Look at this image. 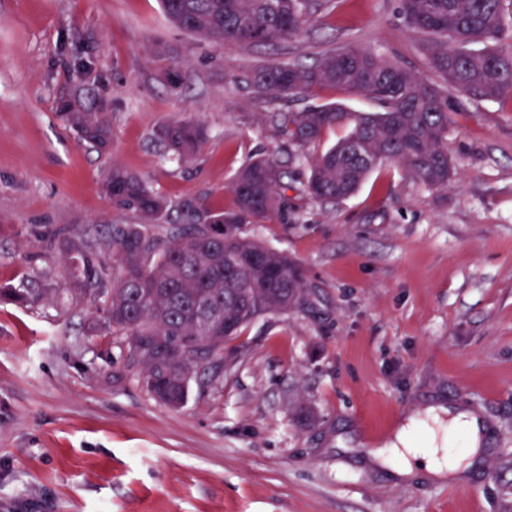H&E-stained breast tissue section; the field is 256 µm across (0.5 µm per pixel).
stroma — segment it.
<instances>
[{
  "mask_svg": "<svg viewBox=\"0 0 512 512\" xmlns=\"http://www.w3.org/2000/svg\"><path fill=\"white\" fill-rule=\"evenodd\" d=\"M349 44L441 84L399 0H312L303 32L274 46L214 43L171 25L160 0H0V288H51L65 305L0 301V512H507L512 498V100L448 95L447 189L395 165L348 199L305 189L309 161L284 113L339 102L334 88L255 97L242 76L309 65ZM184 71L172 93L163 71ZM103 104L101 155L57 115L75 88ZM197 118L207 139L179 163L155 140ZM288 162V218L249 235L304 268L305 304L226 345L219 384L183 408L157 403L121 337L67 297L62 228L96 237L135 223L101 184L113 165L172 204L232 208L251 156ZM442 404L476 415L482 444L460 472L397 476L367 461L409 418Z\"/></svg>",
  "mask_w": 512,
  "mask_h": 512,
  "instance_id": "stroma-1",
  "label": "stroma"
}]
</instances>
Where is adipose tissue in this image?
I'll use <instances>...</instances> for the list:
<instances>
[{
    "label": "adipose tissue",
    "mask_w": 512,
    "mask_h": 512,
    "mask_svg": "<svg viewBox=\"0 0 512 512\" xmlns=\"http://www.w3.org/2000/svg\"><path fill=\"white\" fill-rule=\"evenodd\" d=\"M426 422L447 424L450 432L458 434L462 440L459 452L448 453L443 442L435 433H427L422 443H415L412 432L417 427V420H410L386 442L383 448L374 450L373 458L381 464L400 462L403 472H410L413 461L424 463L428 472L442 477L456 472L464 460L474 454L481 443V426L477 418L458 411L447 414L443 407H431L425 416Z\"/></svg>",
    "instance_id": "1"
}]
</instances>
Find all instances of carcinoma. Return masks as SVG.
I'll list each match as a JSON object with an SVG mask.
<instances>
[{
	"instance_id": "cac0c4a2",
	"label": "carcinoma",
	"mask_w": 512,
	"mask_h": 512,
	"mask_svg": "<svg viewBox=\"0 0 512 512\" xmlns=\"http://www.w3.org/2000/svg\"><path fill=\"white\" fill-rule=\"evenodd\" d=\"M176 28L226 45L278 44L297 37L308 22L309 0H162ZM404 21L423 36L430 68L448 89L467 98L512 96V44L502 45L504 0H400ZM177 92L183 75L177 65L163 74ZM243 80L257 98L291 99L316 88L350 91L380 106L352 111L339 104L290 112L283 132L303 150L324 132L345 126L348 133L311 164L308 195L323 202L352 196L379 165L391 162L426 189H446L454 165L448 156V104L443 91L375 51L349 47L311 65L274 62L257 67ZM58 116L99 153L109 151L112 132L106 113L86 110L81 95L64 101ZM157 139L189 163L206 140L203 124L169 121ZM287 172L274 157L258 154L237 171L231 190L236 206L215 212L194 199L180 205L183 223L161 238L156 228L169 204L142 177L114 165L101 189L119 210L135 213L137 224H111L105 240L62 234L78 296L95 306V328L125 338L128 360L142 368L141 382L156 401L173 409L187 401L198 364L193 352L219 364L225 340L260 317L302 303L306 276L283 251L246 236V224L270 217L288 218ZM237 236L224 238V226ZM113 264L97 262L100 247ZM0 297L22 306L44 300L36 288L0 290Z\"/></svg>"
}]
</instances>
